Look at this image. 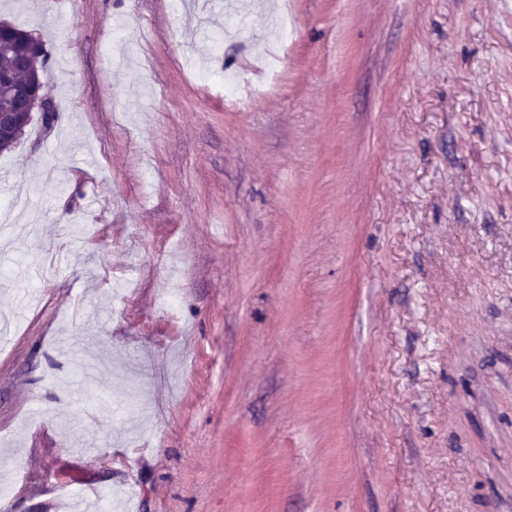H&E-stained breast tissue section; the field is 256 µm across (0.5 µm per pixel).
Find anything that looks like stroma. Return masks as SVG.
I'll list each match as a JSON object with an SVG mask.
<instances>
[{"instance_id": "1", "label": "stroma", "mask_w": 512, "mask_h": 512, "mask_svg": "<svg viewBox=\"0 0 512 512\" xmlns=\"http://www.w3.org/2000/svg\"><path fill=\"white\" fill-rule=\"evenodd\" d=\"M227 13L0 0V512H512V0ZM0 29L7 30L9 25L1 23ZM9 31L8 33L0 32V69L1 72H5L2 74L3 80L12 83L13 96L23 106L25 112H12L15 111V101L11 90L1 85L0 108L12 110L0 111V148L2 145L6 150L14 147L22 138L32 112L36 109H40L42 112H49L52 108V103L44 93L34 94L29 89V84L27 83L14 84L10 73L6 72L13 70L18 60H25L28 68L31 59L37 70H39L40 58L43 54L45 55L42 42L33 39L29 36L28 32L22 29L13 27ZM2 45L5 46L3 51ZM27 68L25 70L14 69L12 74H17L20 80H25L27 78Z\"/></svg>"}]
</instances>
